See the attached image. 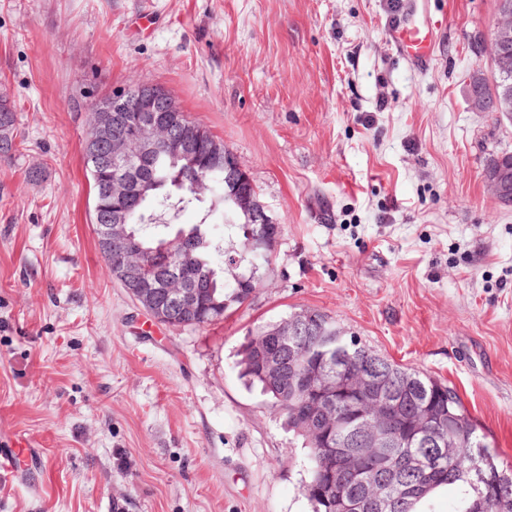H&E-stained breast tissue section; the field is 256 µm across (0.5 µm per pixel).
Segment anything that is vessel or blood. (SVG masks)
<instances>
[{
	"label": "vessel or blood",
	"instance_id": "obj_1",
	"mask_svg": "<svg viewBox=\"0 0 512 512\" xmlns=\"http://www.w3.org/2000/svg\"><path fill=\"white\" fill-rule=\"evenodd\" d=\"M438 25L417 11L409 0H400L389 34L406 61L416 70H426L432 62Z\"/></svg>",
	"mask_w": 512,
	"mask_h": 512
}]
</instances>
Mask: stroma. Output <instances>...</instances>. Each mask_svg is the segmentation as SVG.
Wrapping results in <instances>:
<instances>
[{"label":"stroma","mask_w":512,"mask_h":512,"mask_svg":"<svg viewBox=\"0 0 512 512\" xmlns=\"http://www.w3.org/2000/svg\"><path fill=\"white\" fill-rule=\"evenodd\" d=\"M416 6L440 24L422 72L388 0H0L24 138L0 162V448L39 454L0 512H309L300 439L236 367L306 308L455 390L512 466V206L483 177L512 119L467 97L496 0ZM135 84L222 138L284 227L223 322H156L99 250L89 110Z\"/></svg>","instance_id":"1"}]
</instances>
